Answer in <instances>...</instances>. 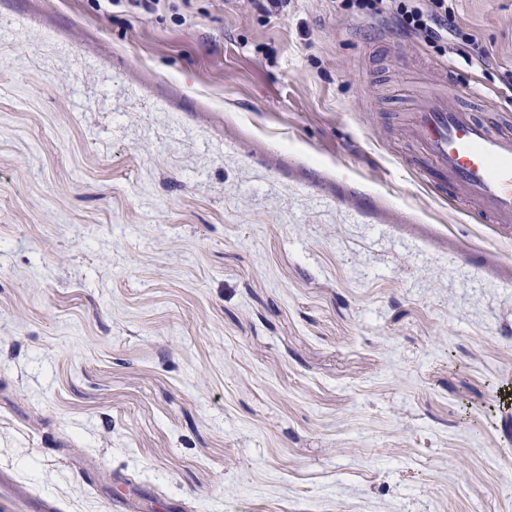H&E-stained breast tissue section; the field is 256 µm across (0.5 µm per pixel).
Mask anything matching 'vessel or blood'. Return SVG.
Here are the masks:
<instances>
[{
	"mask_svg": "<svg viewBox=\"0 0 512 512\" xmlns=\"http://www.w3.org/2000/svg\"><path fill=\"white\" fill-rule=\"evenodd\" d=\"M439 71L436 88L408 115L414 149L402 160L419 176L440 174L453 199L478 221L511 230L512 123L494 112L473 115L464 101L479 97V88L460 87L447 65Z\"/></svg>",
	"mask_w": 512,
	"mask_h": 512,
	"instance_id": "vessel-or-blood-1",
	"label": "vessel or blood"
}]
</instances>
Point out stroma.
<instances>
[{"label": "stroma", "mask_w": 512, "mask_h": 512, "mask_svg": "<svg viewBox=\"0 0 512 512\" xmlns=\"http://www.w3.org/2000/svg\"><path fill=\"white\" fill-rule=\"evenodd\" d=\"M512 68V0H457ZM432 48L293 0H0V512H512V242L406 170Z\"/></svg>", "instance_id": "obj_1"}]
</instances>
